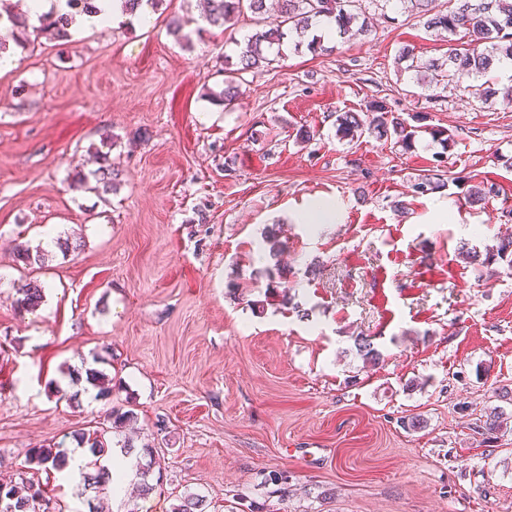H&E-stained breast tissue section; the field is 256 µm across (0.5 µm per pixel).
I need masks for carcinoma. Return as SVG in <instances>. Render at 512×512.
I'll return each mask as SVG.
<instances>
[{"mask_svg": "<svg viewBox=\"0 0 512 512\" xmlns=\"http://www.w3.org/2000/svg\"><path fill=\"white\" fill-rule=\"evenodd\" d=\"M358 0H203V19L212 27H222L232 23L240 16L251 13L254 21L260 23L268 11V5L275 6L281 18L280 25L268 30H258L251 35L239 53V70L259 69L268 61V54L283 45L285 35L296 33L303 35L313 24L326 18L336 22L339 34L352 31L358 19L355 12ZM421 6L420 13L425 17L423 26L427 30H443L453 35L459 31L469 38L468 48L459 50L448 47V78L466 74L474 78L485 76L502 59H512V30L502 31V27L512 24V0H455L456 6L443 13H430L428 0H416ZM94 0H67L71 12L59 14L50 11L39 19L40 27L62 41L71 40L69 25L73 13H84L93 8ZM0 51L13 44L25 48V32L29 27L28 18L13 11L10 0H0ZM398 59L409 62L407 70L414 71L422 78H436L442 72V64L435 60L422 61L407 48L400 50ZM238 88L233 80L223 81L218 92H210V99L219 106L229 107L238 97ZM337 133L341 137L360 138L368 134L382 138L388 134L396 137V143L408 151L418 136L417 127L407 124L399 117L388 118L381 108L370 104L362 112H343L336 115ZM99 167L93 173L94 181L83 174H78L75 186L94 193L103 204L109 203V195L119 184L120 172L112 166L110 152L96 151ZM16 262L25 268L35 265L44 266L49 255L40 247L32 248L26 244L18 246ZM15 305L25 312L37 310L44 301L42 286L19 280L13 284ZM356 355L365 364H375L380 352L372 339L363 334L354 337ZM73 384L85 381L97 389V397H106L111 392L108 376L97 369L86 370V377L78 371L68 372ZM502 413L493 408L485 413V419L475 425L474 433L491 434L500 427ZM110 430L100 428L93 431L77 432L74 435L81 445L88 448L93 460L86 463L87 471L82 473L84 486L95 493L96 497L107 495L111 490V468L101 460L112 455L113 445H118L122 454L133 449L127 440L113 441ZM68 450L61 446L39 447L29 450L27 468L32 470L63 471L69 466ZM203 496L186 492L179 499V504L172 512H198L202 506ZM0 512H63L58 503L46 495L40 484L20 472L18 480L8 484L0 483Z\"/></svg>", "mask_w": 512, "mask_h": 512, "instance_id": "1", "label": "carcinoma"}]
</instances>
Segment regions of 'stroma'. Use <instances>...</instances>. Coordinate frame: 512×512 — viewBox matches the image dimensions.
<instances>
[{
  "instance_id": "obj_1",
  "label": "stroma",
  "mask_w": 512,
  "mask_h": 512,
  "mask_svg": "<svg viewBox=\"0 0 512 512\" xmlns=\"http://www.w3.org/2000/svg\"><path fill=\"white\" fill-rule=\"evenodd\" d=\"M360 5L366 35L318 52L288 36L228 111L206 93L236 70L249 17L206 28L199 0H168L148 27L69 43L30 28L0 76V474L29 449L75 448L119 408L162 479L104 498L106 512H171L188 488L205 512H512V266L482 260L512 237V77L491 71L485 103L465 75L419 84L399 49L443 60L462 40L427 32L412 0ZM172 13L192 46L168 35ZM372 100L454 145L340 138L337 114ZM107 133L122 174L105 204L73 176ZM439 163L445 185L415 194ZM483 181L493 193L467 203ZM322 199L337 218L300 222ZM49 227L80 250L24 273L16 245ZM26 275L45 289L33 313L14 303ZM360 333L379 364L356 356ZM96 365L109 399L49 398L53 381L75 392L64 368ZM494 407L500 429L474 434ZM411 416L425 427L404 428ZM34 478L64 512H89L82 479Z\"/></svg>"
}]
</instances>
